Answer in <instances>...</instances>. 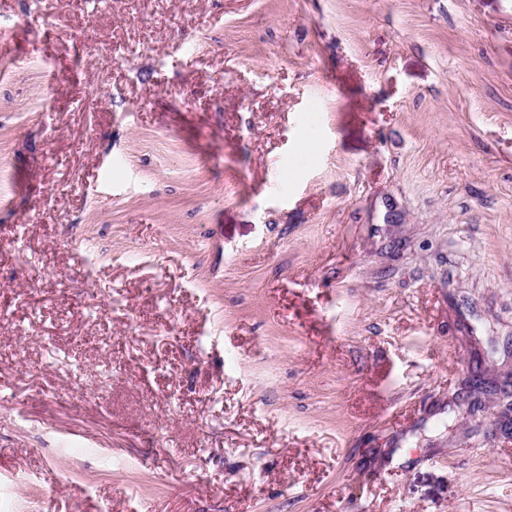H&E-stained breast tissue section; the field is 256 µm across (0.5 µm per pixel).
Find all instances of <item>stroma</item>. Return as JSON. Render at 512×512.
I'll return each mask as SVG.
<instances>
[{
    "mask_svg": "<svg viewBox=\"0 0 512 512\" xmlns=\"http://www.w3.org/2000/svg\"><path fill=\"white\" fill-rule=\"evenodd\" d=\"M0 58V512H512V0H0Z\"/></svg>",
    "mask_w": 512,
    "mask_h": 512,
    "instance_id": "obj_1",
    "label": "stroma"
}]
</instances>
